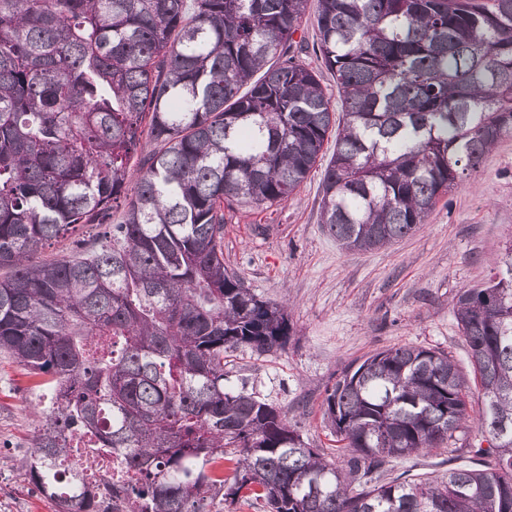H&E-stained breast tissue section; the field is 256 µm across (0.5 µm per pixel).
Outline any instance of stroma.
<instances>
[{
	"label": "stroma",
	"instance_id": "35a3bbf8",
	"mask_svg": "<svg viewBox=\"0 0 512 512\" xmlns=\"http://www.w3.org/2000/svg\"><path fill=\"white\" fill-rule=\"evenodd\" d=\"M320 169L284 203L224 213V264L262 299L287 307L285 350L225 354L229 383L280 408L312 448L335 441L324 419L327 389L361 357L413 345L472 368L454 314L460 289L483 285L512 250V134L478 172L442 198L428 224L390 246L346 252L319 224ZM34 378L0 353V512H54L19 469L35 436ZM475 427L456 433L455 452L434 448L391 460L384 481L443 474L476 460Z\"/></svg>",
	"mask_w": 512,
	"mask_h": 512
}]
</instances>
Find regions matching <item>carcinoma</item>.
<instances>
[{
	"label": "carcinoma",
	"mask_w": 512,
	"mask_h": 512,
	"mask_svg": "<svg viewBox=\"0 0 512 512\" xmlns=\"http://www.w3.org/2000/svg\"><path fill=\"white\" fill-rule=\"evenodd\" d=\"M308 2L0 0V352L46 389L19 469L55 512H209L242 493L266 512H512L511 256L455 295L480 468L380 480L468 421L441 350L345 369L323 400L344 443L330 458L228 385L225 353L281 350L291 326L224 266V209L288 201L333 133L319 223L379 249L512 133V0H317L335 96L295 54ZM89 224L106 228L81 251L36 260ZM76 438L121 453L130 483L62 469Z\"/></svg>",
	"instance_id": "obj_1"
}]
</instances>
